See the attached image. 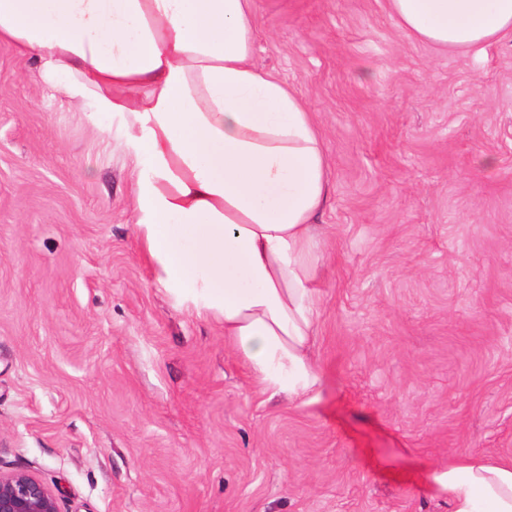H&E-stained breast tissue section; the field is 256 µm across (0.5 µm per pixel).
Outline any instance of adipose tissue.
Wrapping results in <instances>:
<instances>
[{
  "label": "adipose tissue",
  "mask_w": 512,
  "mask_h": 512,
  "mask_svg": "<svg viewBox=\"0 0 512 512\" xmlns=\"http://www.w3.org/2000/svg\"><path fill=\"white\" fill-rule=\"evenodd\" d=\"M400 30L448 51L512 38V0H389ZM253 0H0V45L116 120L131 221L174 304L223 323L260 390L308 405L313 286L330 163L306 98L254 60ZM452 512H512V458L437 470Z\"/></svg>",
  "instance_id": "adipose-tissue-1"
}]
</instances>
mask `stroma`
<instances>
[{"label":"stroma","mask_w":512,"mask_h":512,"mask_svg":"<svg viewBox=\"0 0 512 512\" xmlns=\"http://www.w3.org/2000/svg\"><path fill=\"white\" fill-rule=\"evenodd\" d=\"M253 13L330 162L317 402L171 303L112 118L0 46V470L60 512H451L436 469L512 457V41L441 52L387 0Z\"/></svg>","instance_id":"stroma-1"}]
</instances>
